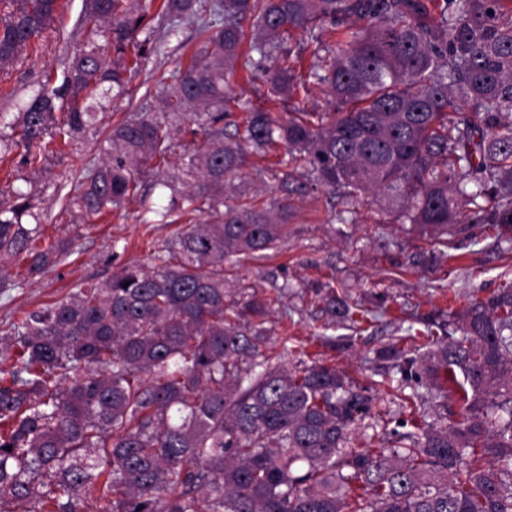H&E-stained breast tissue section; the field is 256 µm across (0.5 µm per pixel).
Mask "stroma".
Segmentation results:
<instances>
[{"instance_id": "obj_1", "label": "stroma", "mask_w": 512, "mask_h": 512, "mask_svg": "<svg viewBox=\"0 0 512 512\" xmlns=\"http://www.w3.org/2000/svg\"><path fill=\"white\" fill-rule=\"evenodd\" d=\"M90 4L91 0H60L55 21L35 39L34 52L23 53L12 67L0 71V136L10 135V123L37 91L45 71L63 73L73 52L85 41L81 19ZM135 37L148 40L153 52L143 58L124 96L105 100L98 123L76 135L69 153L50 155L36 173L21 166L23 150L19 147L0 163V201H12L16 192H24L32 209L42 215L47 239L67 236L74 241L68 259L43 275H27L22 264L8 266L14 285L0 291V321L52 306L79 285L102 280L124 266H154L158 252L180 227L212 219L207 207L194 204L175 212L171 224L157 222L153 212L154 207L168 203L155 181L181 178L188 154L203 142L200 120L191 109L173 125L168 165L148 169L142 176L140 198L127 200L111 215L88 224L60 214L81 179L80 170L71 165L72 155L99 161L109 129L126 116L146 112L165 119L163 101L173 92L171 74L190 55L195 25L189 19H172L155 4ZM231 85L251 107L276 115L296 107L306 111L327 107L323 91L277 97L263 78L248 77L242 70ZM279 172L270 160L256 157L232 185L267 201L276 195ZM292 203L295 212L280 250L265 259L240 260L236 274L241 285L258 287L271 297L277 288L290 285L287 305H275L269 321L273 327L287 316L294 321L288 329L289 343L276 337L271 340L272 348L289 346L287 365L322 359L380 398L381 410L396 409L387 399L396 372L387 362L377 360L378 348L392 337L405 335L416 317L430 314L443 323L467 301L512 288V233L485 224L470 225L450 236L447 248L433 264L429 257L436 246L430 233L400 223L374 196L362 195L347 221L340 218L341 203L321 186L293 195ZM317 281L331 284L337 294H349L366 308L376 296H384L387 312L377 320L366 316L352 323L327 325L300 297L301 291Z\"/></svg>"}]
</instances>
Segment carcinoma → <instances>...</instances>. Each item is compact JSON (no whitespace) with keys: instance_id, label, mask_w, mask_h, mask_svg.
I'll return each mask as SVG.
<instances>
[{"instance_id":"cac0c4a2","label":"carcinoma","mask_w":512,"mask_h":512,"mask_svg":"<svg viewBox=\"0 0 512 512\" xmlns=\"http://www.w3.org/2000/svg\"><path fill=\"white\" fill-rule=\"evenodd\" d=\"M0 69L56 19L58 0H9ZM153 0H93L88 41L62 82L45 75L14 124L22 165L93 126L101 99L125 94L145 44L134 40ZM196 24V47L171 74L172 117L191 107L203 145L188 156L179 200L216 216L187 224L152 268L125 266L53 307L0 322V512H512V288L431 329L392 339L379 357L454 402L453 419L402 420L408 431L357 434L383 420L374 399L319 360L287 366L266 348L271 298L238 288L224 264L264 256L288 235L304 168L350 205L381 197L404 224L442 237L470 221L512 227V0H163ZM310 36L302 54L283 48ZM263 74L276 96L307 81L329 111L246 113L229 77ZM234 127L230 132L227 127ZM104 156L61 208L87 220L122 206L170 152L171 126L143 113L112 127ZM284 148L280 198H224L253 154ZM485 197L490 206L476 204ZM73 253L52 242L23 194L0 204L4 264L41 274ZM331 321L347 299L316 289ZM11 450H6V446ZM360 493H355V490Z\"/></svg>"}]
</instances>
